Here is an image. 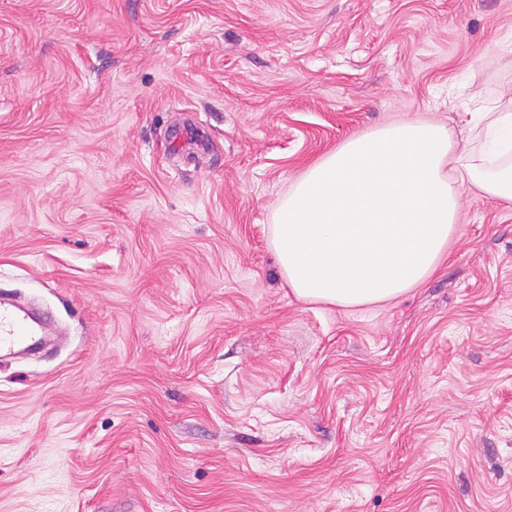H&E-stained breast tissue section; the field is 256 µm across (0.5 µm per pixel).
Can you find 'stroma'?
<instances>
[{
    "mask_svg": "<svg viewBox=\"0 0 512 512\" xmlns=\"http://www.w3.org/2000/svg\"><path fill=\"white\" fill-rule=\"evenodd\" d=\"M512 0H0V512H512V206L400 298L296 297L270 227L351 137L482 167ZM34 319L17 304L0 302V351L11 352L21 343L52 331L48 322L33 324Z\"/></svg>",
    "mask_w": 512,
    "mask_h": 512,
    "instance_id": "1",
    "label": "stroma"
}]
</instances>
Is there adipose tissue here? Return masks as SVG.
<instances>
[{"label": "adipose tissue", "instance_id": "adipose-tissue-1", "mask_svg": "<svg viewBox=\"0 0 512 512\" xmlns=\"http://www.w3.org/2000/svg\"><path fill=\"white\" fill-rule=\"evenodd\" d=\"M447 129L406 122L353 137L307 168L278 205L271 242L301 299L391 301L435 269L462 185Z\"/></svg>", "mask_w": 512, "mask_h": 512}]
</instances>
